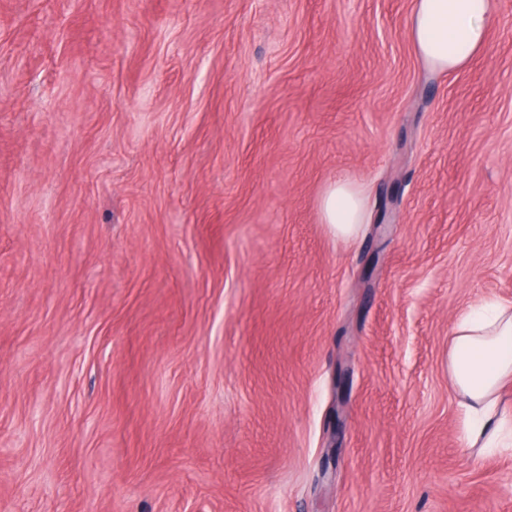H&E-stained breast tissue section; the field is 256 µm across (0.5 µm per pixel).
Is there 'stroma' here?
<instances>
[{
    "label": "stroma",
    "mask_w": 512,
    "mask_h": 512,
    "mask_svg": "<svg viewBox=\"0 0 512 512\" xmlns=\"http://www.w3.org/2000/svg\"><path fill=\"white\" fill-rule=\"evenodd\" d=\"M493 4L437 74L413 0H0V512H512L448 382L512 301ZM319 213L321 223L333 236L351 237L363 220L360 190L345 180L332 181L320 196Z\"/></svg>",
    "instance_id": "35a3bbf8"
}]
</instances>
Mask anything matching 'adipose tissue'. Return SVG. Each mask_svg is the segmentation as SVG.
Listing matches in <instances>:
<instances>
[{
    "label": "adipose tissue",
    "instance_id": "ef3b65f1",
    "mask_svg": "<svg viewBox=\"0 0 512 512\" xmlns=\"http://www.w3.org/2000/svg\"><path fill=\"white\" fill-rule=\"evenodd\" d=\"M492 0H414L411 38L431 70L467 67L486 43ZM329 232L351 237L363 220L361 192L345 180L329 183L319 199ZM448 379L464 410L461 433L474 448H511L512 423L502 392L512 384V305L486 302L461 311L448 335Z\"/></svg>",
    "mask_w": 512,
    "mask_h": 512
}]
</instances>
